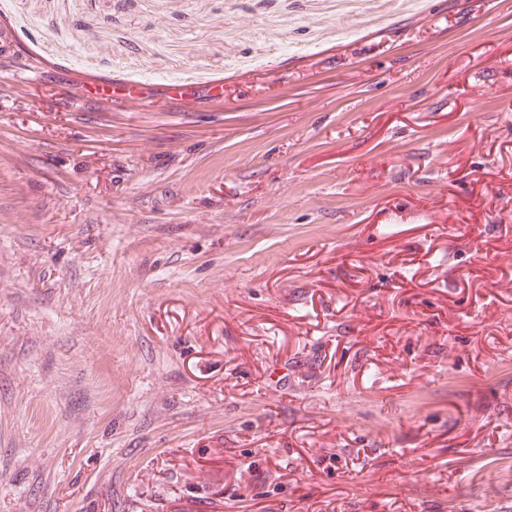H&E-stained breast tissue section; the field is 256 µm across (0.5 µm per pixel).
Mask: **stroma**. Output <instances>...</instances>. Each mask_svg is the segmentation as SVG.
<instances>
[{"label":"stroma","mask_w":512,"mask_h":512,"mask_svg":"<svg viewBox=\"0 0 512 512\" xmlns=\"http://www.w3.org/2000/svg\"><path fill=\"white\" fill-rule=\"evenodd\" d=\"M511 58L512 0H0V512H512Z\"/></svg>","instance_id":"1"}]
</instances>
